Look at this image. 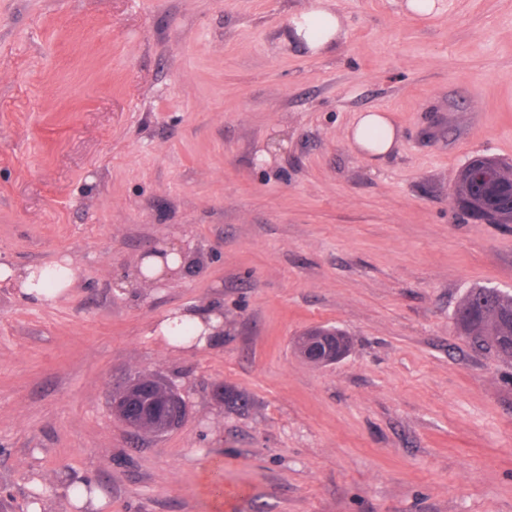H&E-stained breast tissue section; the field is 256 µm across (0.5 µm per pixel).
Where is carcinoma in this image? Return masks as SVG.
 I'll use <instances>...</instances> for the list:
<instances>
[{
    "instance_id": "obj_1",
    "label": "carcinoma",
    "mask_w": 512,
    "mask_h": 512,
    "mask_svg": "<svg viewBox=\"0 0 512 512\" xmlns=\"http://www.w3.org/2000/svg\"><path fill=\"white\" fill-rule=\"evenodd\" d=\"M482 163L493 170L495 180L477 190L460 172L455 183V200L463 211L477 220L512 224V209L491 215L482 207V202L512 191V164L490 157L482 158ZM454 321L458 332L472 347L512 361V293L484 286L471 288L456 310Z\"/></svg>"
}]
</instances>
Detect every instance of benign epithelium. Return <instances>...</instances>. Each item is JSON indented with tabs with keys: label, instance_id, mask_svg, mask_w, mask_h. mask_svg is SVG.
<instances>
[{
	"label": "benign epithelium",
	"instance_id": "7a95c632",
	"mask_svg": "<svg viewBox=\"0 0 512 512\" xmlns=\"http://www.w3.org/2000/svg\"><path fill=\"white\" fill-rule=\"evenodd\" d=\"M331 337L311 331L302 337L296 356L313 367H325L345 357L343 344L329 348ZM112 413L130 430L162 436L183 424L188 405L166 379L154 374H139L111 395Z\"/></svg>",
	"mask_w": 512,
	"mask_h": 512
}]
</instances>
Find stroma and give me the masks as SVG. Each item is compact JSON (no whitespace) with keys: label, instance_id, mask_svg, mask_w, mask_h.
<instances>
[{"label":"stroma","instance_id":"obj_1","mask_svg":"<svg viewBox=\"0 0 512 512\" xmlns=\"http://www.w3.org/2000/svg\"><path fill=\"white\" fill-rule=\"evenodd\" d=\"M403 2L0 0V260L79 272L52 304L0 283V512H512V362L452 320L512 291V224L453 196L512 161V0ZM317 4L345 36L315 55L290 20ZM367 109L400 134L379 161ZM164 244L190 262L144 285ZM210 305L219 344L159 334ZM319 325L352 340L323 368L292 349ZM138 372L180 428L112 414ZM383 112L374 109L359 112L348 129L351 146L373 160L393 152L399 142L396 127ZM151 397L146 398V396ZM112 413L131 431L162 436L183 424L188 405L166 379L139 374L111 395Z\"/></svg>","mask_w":512,"mask_h":512}]
</instances>
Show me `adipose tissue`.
I'll return each instance as SVG.
<instances>
[{"mask_svg":"<svg viewBox=\"0 0 512 512\" xmlns=\"http://www.w3.org/2000/svg\"><path fill=\"white\" fill-rule=\"evenodd\" d=\"M291 25L298 37L310 50L320 52L329 43L341 40L344 32L337 14L315 7L294 16ZM348 141L353 148L370 159H378L393 152L399 142V134L389 117L380 110L369 109L359 113L348 130ZM54 274V282H47V274ZM16 282L21 297L37 303H53L66 295L78 282V273L69 258L56 260L52 268L30 265L22 269L0 261V282ZM222 319L218 310H181L168 317L159 327L166 336L177 335L182 326L195 329L198 347L214 343L215 334Z\"/></svg>","mask_w":512,"mask_h":512,"instance_id":"1","label":"adipose tissue"}]
</instances>
